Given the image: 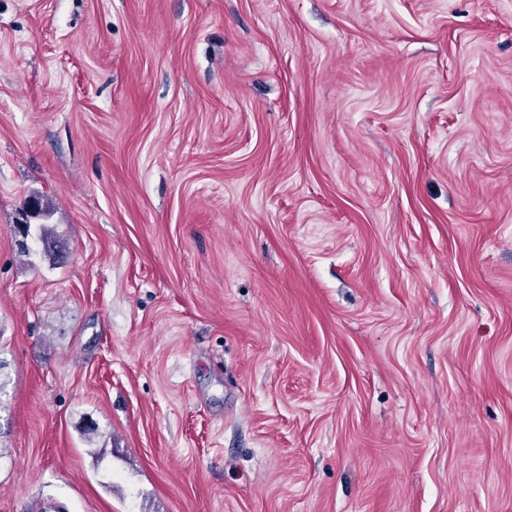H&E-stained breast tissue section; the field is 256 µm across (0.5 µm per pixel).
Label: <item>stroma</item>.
I'll list each match as a JSON object with an SVG mask.
<instances>
[{
	"label": "stroma",
	"mask_w": 512,
	"mask_h": 512,
	"mask_svg": "<svg viewBox=\"0 0 512 512\" xmlns=\"http://www.w3.org/2000/svg\"><path fill=\"white\" fill-rule=\"evenodd\" d=\"M45 500L512 512V0H0V512Z\"/></svg>",
	"instance_id": "stroma-1"
}]
</instances>
